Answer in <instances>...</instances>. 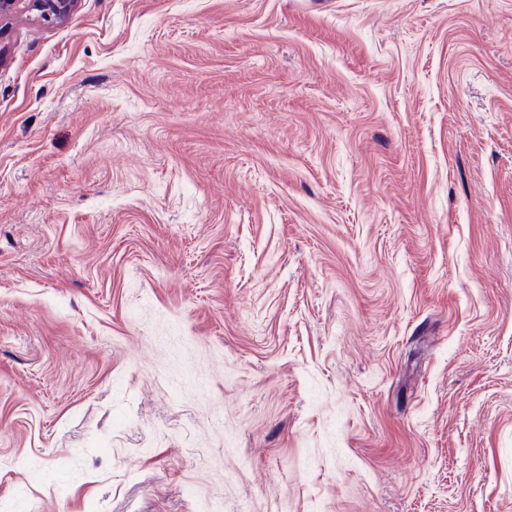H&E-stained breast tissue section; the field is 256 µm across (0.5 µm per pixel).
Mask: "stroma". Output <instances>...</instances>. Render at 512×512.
Here are the masks:
<instances>
[{"label":"stroma","mask_w":512,"mask_h":512,"mask_svg":"<svg viewBox=\"0 0 512 512\" xmlns=\"http://www.w3.org/2000/svg\"><path fill=\"white\" fill-rule=\"evenodd\" d=\"M0 44V512H512V0Z\"/></svg>","instance_id":"35a3bbf8"}]
</instances>
